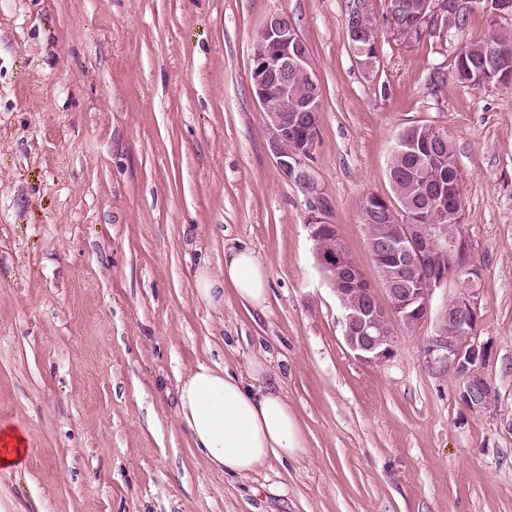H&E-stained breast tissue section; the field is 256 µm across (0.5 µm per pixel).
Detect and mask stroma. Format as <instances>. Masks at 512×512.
<instances>
[{
	"mask_svg": "<svg viewBox=\"0 0 512 512\" xmlns=\"http://www.w3.org/2000/svg\"><path fill=\"white\" fill-rule=\"evenodd\" d=\"M353 0H0V425L30 453L0 512H512V88L457 81L462 45L512 29L487 0L422 35L369 6L375 68L350 49ZM284 11L323 100L306 188L284 177L253 92L251 40ZM446 129L462 177L488 404L423 357L435 315L357 360L307 220L334 225L369 281L361 197H392L399 134ZM269 272L265 309L195 292L224 251ZM266 355L305 447L259 473L212 470L177 421L200 363Z\"/></svg>",
	"mask_w": 512,
	"mask_h": 512,
	"instance_id": "obj_1",
	"label": "stroma"
}]
</instances>
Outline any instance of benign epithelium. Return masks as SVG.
I'll return each instance as SVG.
<instances>
[{
    "label": "benign epithelium",
    "mask_w": 512,
    "mask_h": 512,
    "mask_svg": "<svg viewBox=\"0 0 512 512\" xmlns=\"http://www.w3.org/2000/svg\"><path fill=\"white\" fill-rule=\"evenodd\" d=\"M367 2L359 0V8L349 18L352 29L361 36L375 28ZM251 59L253 88L277 164L284 175L305 182L303 167L318 142L323 102L315 94L296 105L290 116L277 105L279 100L288 101V79L304 78L317 84L309 47L288 13L274 11L266 16L252 36ZM446 139L442 128L430 126L420 138L400 140V153L416 162L419 175L429 183L435 160L423 153L424 145ZM381 201L386 206L387 223L363 226L366 242L385 245L371 255L383 288L380 296L349 253L323 247L325 237L335 234L334 226L317 216L308 222L316 242L317 265L342 309L344 341L357 359L369 364H381L393 355L394 328L412 330L429 317L436 290L472 272L467 225L457 217L459 206L446 199L443 187L433 189L427 223L396 212L384 197ZM479 323V293L464 284L462 292L439 312L434 334L426 338L423 348L432 371L454 372L459 380L458 399L472 410L485 407L492 391L487 353L476 343Z\"/></svg>",
    "instance_id": "obj_1"
}]
</instances>
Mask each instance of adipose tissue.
<instances>
[{
	"label": "adipose tissue",
	"mask_w": 512,
	"mask_h": 512,
	"mask_svg": "<svg viewBox=\"0 0 512 512\" xmlns=\"http://www.w3.org/2000/svg\"><path fill=\"white\" fill-rule=\"evenodd\" d=\"M228 285L243 303L253 307L265 304L268 273L249 248L225 252L220 274L203 271L196 277L199 297L213 307L223 304ZM178 400L179 425L215 471L254 474L269 459L294 456L304 446L287 396L269 381L260 360L250 362L244 377L225 368L197 365L179 385Z\"/></svg>",
	"instance_id": "obj_1"
}]
</instances>
